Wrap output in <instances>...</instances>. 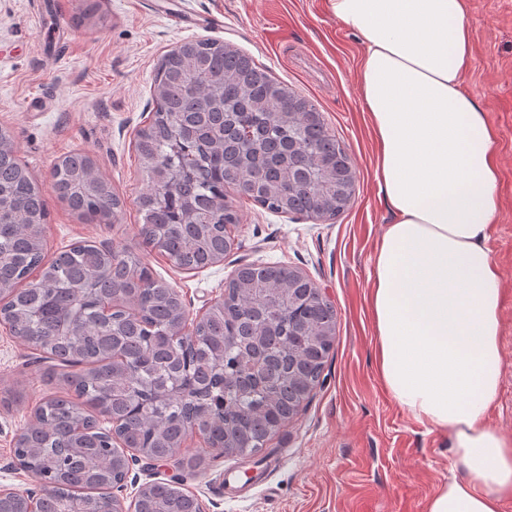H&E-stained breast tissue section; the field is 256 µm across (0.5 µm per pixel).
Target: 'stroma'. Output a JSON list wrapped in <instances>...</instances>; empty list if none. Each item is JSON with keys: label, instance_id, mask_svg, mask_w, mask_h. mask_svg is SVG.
Instances as JSON below:
<instances>
[{"label": "stroma", "instance_id": "1", "mask_svg": "<svg viewBox=\"0 0 512 512\" xmlns=\"http://www.w3.org/2000/svg\"><path fill=\"white\" fill-rule=\"evenodd\" d=\"M0 0V130L42 190L46 256L79 240L133 252L180 295L188 314L219 297L235 270L280 263L305 273L333 302L336 339L319 385L267 444L262 463L218 455L188 439L180 461L131 466L119 496L178 481L203 512H425L451 472L447 435L428 430L384 391L373 363L368 292L375 249L392 216L378 192L375 147L362 110L363 45L328 10V0ZM206 18L177 26L169 8ZM473 57L462 76L497 131V218L486 245L505 288L503 364L492 419L512 437V0H467ZM212 39L250 54L276 79L311 99L356 171L349 208L336 219L276 215L228 192L240 222L223 264L177 267L138 236L144 177L138 131L154 107L152 78L182 41ZM92 158L123 205L111 223L81 220L51 189V170L70 153ZM41 352L0 328V485L35 491L14 466V442L43 399L63 389L45 376ZM202 458L200 467L185 466Z\"/></svg>", "mask_w": 512, "mask_h": 512}]
</instances>
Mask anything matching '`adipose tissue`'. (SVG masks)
Here are the masks:
<instances>
[{
    "label": "adipose tissue",
    "mask_w": 512,
    "mask_h": 512,
    "mask_svg": "<svg viewBox=\"0 0 512 512\" xmlns=\"http://www.w3.org/2000/svg\"><path fill=\"white\" fill-rule=\"evenodd\" d=\"M359 36L358 82L393 215L375 253L370 312L387 394L448 437L456 475L425 512H505L512 438L491 420L502 352L496 132L462 86L473 54L466 0H328Z\"/></svg>",
    "instance_id": "adipose-tissue-1"
}]
</instances>
